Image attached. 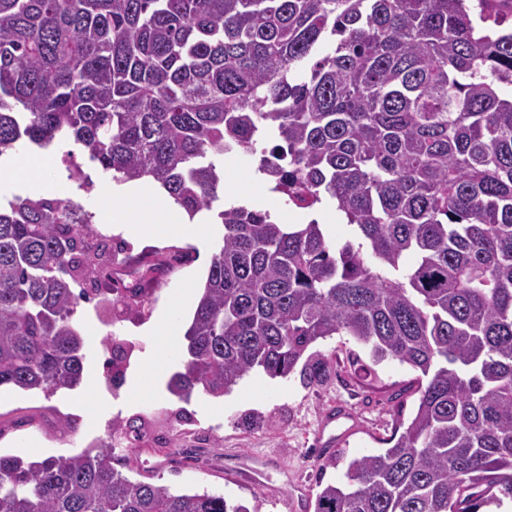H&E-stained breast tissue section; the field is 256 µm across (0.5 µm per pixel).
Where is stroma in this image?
Returning <instances> with one entry per match:
<instances>
[{"label":"stroma","instance_id":"1","mask_svg":"<svg viewBox=\"0 0 512 512\" xmlns=\"http://www.w3.org/2000/svg\"><path fill=\"white\" fill-rule=\"evenodd\" d=\"M255 166L252 156H235L212 210L195 218L196 224L210 229L199 241L126 239L122 255L132 260L192 253L184 264L169 273L157 272L150 281L153 311L172 305L187 289L202 287L224 234L214 211L228 202L268 206L270 194ZM76 318L86 343L84 381L94 388L96 424L87 425L73 409L76 392L48 397L4 386L0 388L1 454L40 459L77 454L105 440L113 420L178 410L181 419L155 429L163 447L125 450L124 475L133 479L144 475L178 490L205 488L231 503L246 505L249 512H314L319 483L343 481L347 460L382 450L383 438L394 428L395 411L408 417L415 410V371L386 362L378 366L376 375H366L361 364L368 361V354L352 358L348 345L336 337L320 347L327 358L322 382L306 386L296 375L272 379L254 371L221 398L224 411L214 415L209 411L210 397L196 395L185 403L146 381L161 347L146 332L150 319L112 324L87 307L79 308ZM111 333L139 344L125 383L116 392L100 378L102 341ZM68 417L75 421V431L62 430L60 422ZM335 455L341 457V464L326 467V460Z\"/></svg>","mask_w":512,"mask_h":512}]
</instances>
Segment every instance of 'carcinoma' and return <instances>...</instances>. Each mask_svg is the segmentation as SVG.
I'll use <instances>...</instances> for the list:
<instances>
[{"label":"carcinoma","mask_w":512,"mask_h":512,"mask_svg":"<svg viewBox=\"0 0 512 512\" xmlns=\"http://www.w3.org/2000/svg\"><path fill=\"white\" fill-rule=\"evenodd\" d=\"M467 0H0V157L69 141L117 183L212 209L224 156L257 158L284 206L228 204L180 370L221 398L253 370L315 383L322 341L417 372L412 417L352 459L315 512H480L512 499V33ZM76 201L0 207V387L81 385L82 297L112 322L145 288L103 286L117 250ZM87 288L77 294L75 283ZM112 361L135 344L104 341ZM149 422L42 460L0 454V512H249L114 467ZM320 214H322L323 219L319 222L324 225L328 230V236L332 240H341L345 239L349 236L348 226L346 225V220L343 215L331 206L324 208Z\"/></svg>","instance_id":"1"}]
</instances>
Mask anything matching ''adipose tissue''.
<instances>
[{
    "mask_svg": "<svg viewBox=\"0 0 512 512\" xmlns=\"http://www.w3.org/2000/svg\"><path fill=\"white\" fill-rule=\"evenodd\" d=\"M124 200L115 203L111 189L101 191L102 206L109 220L133 236L196 240L203 237L204 227L189 221L164 190L131 184L123 188Z\"/></svg>",
    "mask_w": 512,
    "mask_h": 512,
    "instance_id": "ef3b65f1",
    "label": "adipose tissue"
}]
</instances>
